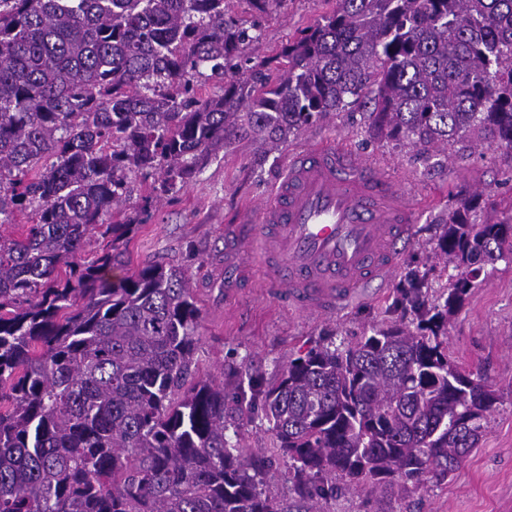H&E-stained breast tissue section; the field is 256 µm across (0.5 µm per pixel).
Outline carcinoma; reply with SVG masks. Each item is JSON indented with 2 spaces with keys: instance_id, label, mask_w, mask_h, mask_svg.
Returning <instances> with one entry per match:
<instances>
[{
  "instance_id": "1",
  "label": "carcinoma",
  "mask_w": 512,
  "mask_h": 512,
  "mask_svg": "<svg viewBox=\"0 0 512 512\" xmlns=\"http://www.w3.org/2000/svg\"><path fill=\"white\" fill-rule=\"evenodd\" d=\"M226 0H0V512H317L348 486L406 494L448 480L498 403L448 353V320L487 265L512 263V221L456 201L415 321L312 348L256 386L299 500L285 506L229 448L224 384L197 376L200 308L186 273L112 251L148 205L231 138L272 148L350 100L370 131L426 156L478 131L512 149V0H336L289 40L275 80L239 74L259 38ZM220 91L203 98L197 84ZM151 194L133 200L137 174ZM121 221H113L117 214Z\"/></svg>"
}]
</instances>
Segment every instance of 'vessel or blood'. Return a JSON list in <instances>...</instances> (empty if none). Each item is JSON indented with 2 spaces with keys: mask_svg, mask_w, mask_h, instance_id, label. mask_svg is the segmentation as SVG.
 I'll list each match as a JSON object with an SVG mask.
<instances>
[{
  "mask_svg": "<svg viewBox=\"0 0 512 512\" xmlns=\"http://www.w3.org/2000/svg\"><path fill=\"white\" fill-rule=\"evenodd\" d=\"M413 211V197L384 168L340 147H314L291 156L257 224L241 217L225 225L224 243L236 254L260 239L266 291L300 312L335 315L391 277Z\"/></svg>",
  "mask_w": 512,
  "mask_h": 512,
  "instance_id": "1",
  "label": "vessel or blood"
}]
</instances>
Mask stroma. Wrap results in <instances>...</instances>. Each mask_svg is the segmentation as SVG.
I'll return each mask as SVG.
<instances>
[{
    "label": "stroma",
    "instance_id": "1",
    "mask_svg": "<svg viewBox=\"0 0 512 512\" xmlns=\"http://www.w3.org/2000/svg\"><path fill=\"white\" fill-rule=\"evenodd\" d=\"M333 6V0H283L256 13L248 0H231L230 16L253 25L259 34L238 62L241 73L275 71L282 46ZM369 124L368 112L358 103L266 154L252 141H227L200 161L183 190L153 203L133 231L112 244L114 276L131 274L147 261L186 270L201 310L199 370L223 380L224 424L248 448L262 491L283 500L294 491L286 465L271 456L262 410L250 408L253 380L279 376L289 359L311 347L353 342L392 321L390 308L407 269L426 273L432 289H439L444 279L434 252L448 208L458 196L481 193L477 222L512 217V153L475 134L468 151L452 146L425 158L415 149L375 138ZM310 146L343 147L383 165L417 201L411 242L399 245L388 281L371 284L363 299L335 316L302 314L268 294L253 251L242 255L248 282L238 298L226 300L225 225L271 199L289 156ZM448 351L461 369L480 375L499 396L478 447L444 483L399 499L343 485L321 501L322 512H512V264L485 267L448 324Z\"/></svg>",
    "mask_w": 512,
    "mask_h": 512
}]
</instances>
